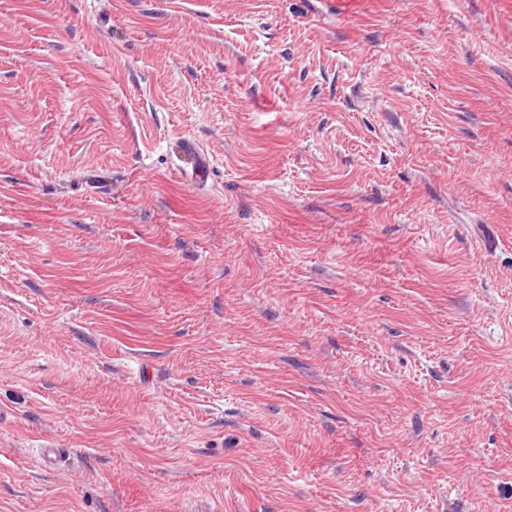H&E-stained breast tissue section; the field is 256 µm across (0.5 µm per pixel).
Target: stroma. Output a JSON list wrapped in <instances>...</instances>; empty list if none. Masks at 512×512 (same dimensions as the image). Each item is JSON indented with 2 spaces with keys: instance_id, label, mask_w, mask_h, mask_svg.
<instances>
[{
  "instance_id": "obj_1",
  "label": "stroma",
  "mask_w": 512,
  "mask_h": 512,
  "mask_svg": "<svg viewBox=\"0 0 512 512\" xmlns=\"http://www.w3.org/2000/svg\"><path fill=\"white\" fill-rule=\"evenodd\" d=\"M0 512H512V0H0ZM187 155L190 168L183 170L184 175L191 172V179L194 181H203L208 178V163L204 154L196 147L194 143L187 146Z\"/></svg>"
}]
</instances>
